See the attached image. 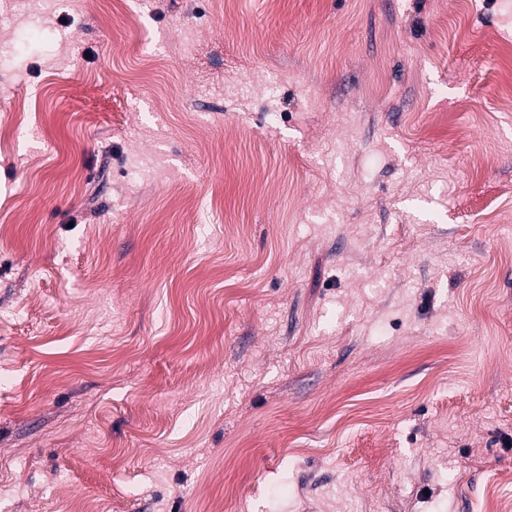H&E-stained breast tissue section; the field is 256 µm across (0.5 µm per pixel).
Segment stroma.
I'll return each mask as SVG.
<instances>
[{
	"instance_id": "35a3bbf8",
	"label": "stroma",
	"mask_w": 512,
	"mask_h": 512,
	"mask_svg": "<svg viewBox=\"0 0 512 512\" xmlns=\"http://www.w3.org/2000/svg\"><path fill=\"white\" fill-rule=\"evenodd\" d=\"M51 22L71 67H0L45 114L0 139V512L512 504V0Z\"/></svg>"
}]
</instances>
